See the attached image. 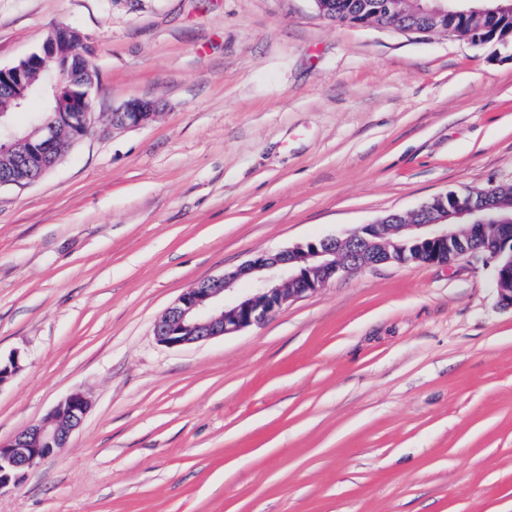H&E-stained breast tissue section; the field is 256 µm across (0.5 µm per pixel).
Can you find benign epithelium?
<instances>
[{"instance_id": "1", "label": "benign epithelium", "mask_w": 512, "mask_h": 512, "mask_svg": "<svg viewBox=\"0 0 512 512\" xmlns=\"http://www.w3.org/2000/svg\"><path fill=\"white\" fill-rule=\"evenodd\" d=\"M472 0H424L421 11L435 22L448 13V6L464 8ZM51 46L32 52L17 63L0 66V99L21 108L29 96L33 77L44 74L52 88L78 84L84 95L64 98L55 94L51 111L57 118L35 121L17 131L1 120L0 188L22 185L11 174L30 165L41 152L61 153L63 124L88 126L90 94L98 75L86 49L85 36L70 26H56L47 33ZM156 114L152 100L140 99L112 113V126L130 128L144 124ZM483 207L466 200L453 207L433 210L424 203L416 210L419 224H367L344 238L327 237L275 254H262L234 272L199 282L185 291L156 320L157 340L168 347H182L224 336L264 323L289 302L324 287L338 276L385 263L423 262L446 264L448 257L489 256L495 262L498 304L512 310V217L494 224L479 217ZM468 226V235L486 245L464 247L458 227ZM245 279L249 288L237 283ZM22 370L20 355L0 359V386ZM88 408L86 398L73 393L43 420L7 444L0 443V491L18 484L29 469L54 456L80 427Z\"/></svg>"}]
</instances>
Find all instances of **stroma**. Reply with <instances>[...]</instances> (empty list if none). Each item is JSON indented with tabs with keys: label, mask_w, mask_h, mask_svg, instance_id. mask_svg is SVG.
Listing matches in <instances>:
<instances>
[{
	"label": "stroma",
	"mask_w": 512,
	"mask_h": 512,
	"mask_svg": "<svg viewBox=\"0 0 512 512\" xmlns=\"http://www.w3.org/2000/svg\"><path fill=\"white\" fill-rule=\"evenodd\" d=\"M99 74L90 132L0 188V441L70 394L0 512H512V311L490 258L352 271L184 347L154 323L263 253L512 184V55L313 0H0V65L50 28ZM158 101L146 124L113 110ZM362 0H332L331 15L336 21L361 24L356 22L361 10Z\"/></svg>",
	"instance_id": "1"
}]
</instances>
